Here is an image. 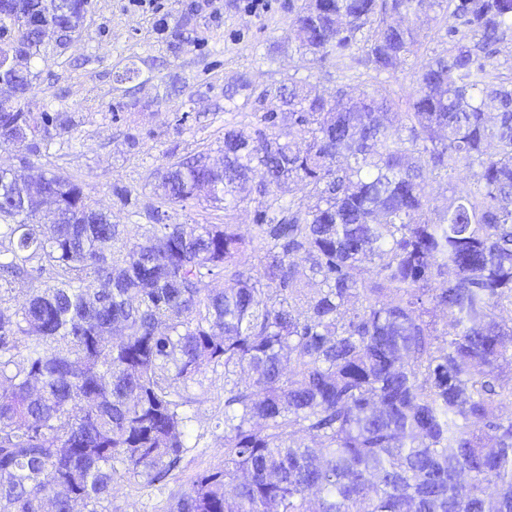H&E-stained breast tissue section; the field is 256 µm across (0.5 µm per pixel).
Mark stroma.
I'll list each match as a JSON object with an SVG mask.
<instances>
[{
  "mask_svg": "<svg viewBox=\"0 0 512 512\" xmlns=\"http://www.w3.org/2000/svg\"><path fill=\"white\" fill-rule=\"evenodd\" d=\"M300 3L265 0L253 13L248 0H156L151 11L133 0H91L73 41L50 46L45 60L31 62L27 98L34 111L72 113L73 130L36 153L22 145L0 147V168L32 175L63 171L84 185L112 223L136 231L147 221L142 209L154 199L150 181L157 168L198 152L220 163L225 124H253L250 110L225 112V85L243 80L262 88L293 75L317 92L335 90V67L302 59L286 39ZM180 26L193 42L174 54L169 46ZM420 34L417 55L396 70L379 76L353 69L352 92L381 84L392 98L406 101L412 72L443 48L438 22L421 25ZM131 65L140 69L139 79L117 83V72ZM117 186L127 189V201L114 195ZM265 207L253 194L228 218L222 208L191 200L165 205L164 221L220 224L228 218L246 237ZM223 386L222 373L211 372L197 389L194 429L205 453L188 463L187 473L224 465L223 435L211 430Z\"/></svg>",
  "mask_w": 512,
  "mask_h": 512,
  "instance_id": "35a3bbf8",
  "label": "stroma"
}]
</instances>
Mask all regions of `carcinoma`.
Masks as SVG:
<instances>
[{
    "label": "carcinoma",
    "mask_w": 512,
    "mask_h": 512,
    "mask_svg": "<svg viewBox=\"0 0 512 512\" xmlns=\"http://www.w3.org/2000/svg\"><path fill=\"white\" fill-rule=\"evenodd\" d=\"M87 6L0 0L1 147L74 127L32 111L26 62ZM431 11L447 47L405 111L383 87L229 84L224 111L242 94L258 127H224L220 169L200 152L153 174L163 203L226 219L262 195L247 240L154 204L131 238L71 176L0 170V512H119L120 484L168 489L164 512H512V0H306L291 35L347 80L418 53L386 16ZM219 370L224 468L183 482L195 385ZM215 205L191 200L186 203L165 204L164 224H224V209Z\"/></svg>",
    "instance_id": "carcinoma-1"
}]
</instances>
